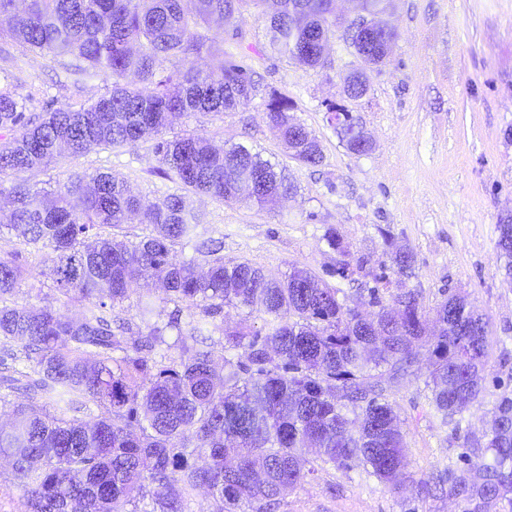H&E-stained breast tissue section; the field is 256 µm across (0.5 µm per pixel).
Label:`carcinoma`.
<instances>
[{
    "label": "carcinoma",
    "mask_w": 512,
    "mask_h": 512,
    "mask_svg": "<svg viewBox=\"0 0 512 512\" xmlns=\"http://www.w3.org/2000/svg\"><path fill=\"white\" fill-rule=\"evenodd\" d=\"M336 0H0V28L19 46L69 56L68 73L101 71L111 85L95 100L50 107L36 115L27 99L0 91V196L10 200V227L26 244L51 250L57 290L84 305L78 318L51 307L8 303L21 267L0 259V384L23 390L29 402L0 428V455L9 459L26 512H190L199 494L209 512H265L296 489L314 468L303 453L343 469L361 467L395 484L407 466L398 415L385 392L411 363L426 333L419 294L399 288L386 304L367 289L374 319L348 305L340 288L293 269L281 280L248 262L224 265L217 250L195 244L196 260L177 263L170 247L197 237L200 216L184 197L145 200L110 173L86 181L75 172L53 195L33 188L26 173L61 151L78 157L94 147L133 146L155 139L159 162L182 183L223 203L247 198L264 206L294 194L284 171L242 144L217 150L201 136L160 137L171 117L226 112L257 95L242 63L227 59L216 79L201 68L169 71L172 57L203 60L216 48L205 28L224 25L231 40L244 37L247 7L264 22L267 46L308 67L321 65L307 47L333 38L343 22ZM344 83L370 90L367 67L389 54L365 55ZM267 118L291 158L310 167L323 161L318 138L299 128L285 95L267 93ZM348 152L365 144L358 117L334 125ZM137 222L150 233L137 242L102 236V227ZM402 277L412 269L408 248L391 255ZM155 278L167 294L199 309L182 321L154 320L141 299L136 319L114 313L131 285ZM263 314L260 329L229 313ZM439 326L429 344L431 403L446 425L482 393L488 324L459 294L435 309ZM176 332L179 356L152 352ZM224 340V366L212 360V336ZM121 356H114V352ZM343 394L356 406L338 400ZM92 402V421L69 418ZM54 403L57 411H47ZM464 445L491 452L477 470L448 474V496L464 512H512V398L495 406L494 431L464 437ZM149 505L144 509L141 504Z\"/></svg>",
    "instance_id": "cac0c4a2"
}]
</instances>
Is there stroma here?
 <instances>
[{
    "label": "stroma",
    "instance_id": "35a3bbf8",
    "mask_svg": "<svg viewBox=\"0 0 512 512\" xmlns=\"http://www.w3.org/2000/svg\"><path fill=\"white\" fill-rule=\"evenodd\" d=\"M386 19L397 33L389 61L372 71L368 95L348 103L374 140L362 156L345 149L327 120L330 104L346 103L340 76L356 62L342 37L331 40L327 66L309 68L267 52L265 26L254 17H247L239 42L225 39L223 28H210L223 56L250 67L262 92L230 112L183 115L162 136L199 135L217 146L243 143L286 168L296 186L292 198L260 208L185 192L164 173L150 139L79 157L66 154L30 175L32 184L51 192L79 171L116 174L149 200L185 194L205 216L198 237L219 241L226 265L246 261L276 278L304 268L351 297L373 287L392 252L407 247L415 263L403 285L418 292L426 311L457 293L488 320L484 392L462 414L460 426L440 425L432 412L426 349H418L388 392L405 442L407 467L399 488L363 469L318 461L273 512H462L460 501L425 494L421 484L446 467L457 472L482 465L483 453L464 451L463 439L488 431L500 397H512V280L504 275L497 246L500 220L512 217V0H393ZM223 56L176 58L172 64L216 72ZM63 63L0 42V68L28 96L31 112H41L49 100L73 105L103 92L104 75L72 81L64 77ZM272 89L292 100L294 117L320 140V166L289 157L266 117L265 93ZM8 216L0 198V258H16L22 268L15 302L80 315V303L67 301L55 286L50 249L23 244L7 229ZM331 231L339 248L326 240ZM346 253L365 264L343 279L335 269Z\"/></svg>",
    "mask_w": 512,
    "mask_h": 512
}]
</instances>
